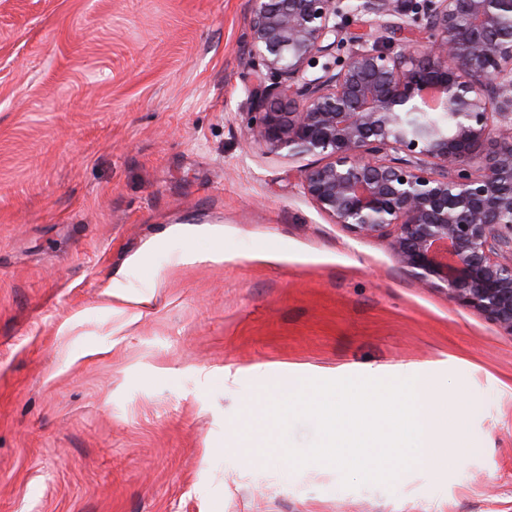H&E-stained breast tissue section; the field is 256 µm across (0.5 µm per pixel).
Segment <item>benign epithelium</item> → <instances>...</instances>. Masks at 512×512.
Segmentation results:
<instances>
[{
	"mask_svg": "<svg viewBox=\"0 0 512 512\" xmlns=\"http://www.w3.org/2000/svg\"><path fill=\"white\" fill-rule=\"evenodd\" d=\"M252 51L272 85L248 134L313 155L302 189L333 223L386 236L396 261L512 334V0H252ZM397 10L422 50L351 13ZM426 113L449 122L423 123Z\"/></svg>",
	"mask_w": 512,
	"mask_h": 512,
	"instance_id": "benign-epithelium-1",
	"label": "benign epithelium"
}]
</instances>
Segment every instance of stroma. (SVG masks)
Returning a JSON list of instances; mask_svg holds the SVG:
<instances>
[{
    "mask_svg": "<svg viewBox=\"0 0 512 512\" xmlns=\"http://www.w3.org/2000/svg\"><path fill=\"white\" fill-rule=\"evenodd\" d=\"M250 13L0 0V512H512V334L247 136ZM181 224L222 227L223 264L171 263L214 246ZM119 272L150 307L113 312ZM347 376L417 378L464 455L346 488L232 448L273 383Z\"/></svg>",
    "mask_w": 512,
    "mask_h": 512,
    "instance_id": "1",
    "label": "stroma"
}]
</instances>
